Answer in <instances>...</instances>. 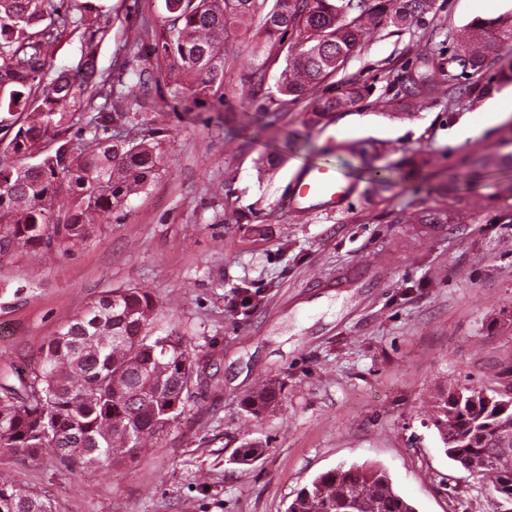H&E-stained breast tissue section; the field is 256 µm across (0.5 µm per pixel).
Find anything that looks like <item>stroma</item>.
Returning <instances> with one entry per match:
<instances>
[{
	"label": "stroma",
	"mask_w": 512,
	"mask_h": 512,
	"mask_svg": "<svg viewBox=\"0 0 512 512\" xmlns=\"http://www.w3.org/2000/svg\"><path fill=\"white\" fill-rule=\"evenodd\" d=\"M103 4L112 25L97 71L106 75L142 22L157 30L164 19L160 0ZM506 13L512 0H434L410 25L388 27L329 81L336 93L356 78L372 95L314 128L302 102L267 126L283 65L249 94L239 83L253 65L244 46L226 62L220 111L131 88L129 132L163 130L164 166L74 252L0 255V373L26 367L89 302L130 286L158 298V328L192 338L207 378L176 428L103 477L47 451L2 459L0 474L46 494L55 512H285L317 474L365 464L385 469L417 512H496L493 493L443 453L431 417L450 389L499 388L512 367V223L499 220L512 214V120L458 134L486 121L489 100L512 108V84L407 109L401 98L410 73L437 74L444 29L462 38L473 18ZM332 139L374 140L384 161L413 159L418 173L375 191L320 154ZM314 166L352 186L342 209L291 204L294 178ZM426 209L472 219L418 223ZM232 211L241 223H225ZM269 378L284 383L280 408L245 417L242 398ZM246 437L266 452L242 469L228 459Z\"/></svg>",
	"instance_id": "stroma-1"
}]
</instances>
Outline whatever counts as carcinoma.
Segmentation results:
<instances>
[{"instance_id": "cac0c4a2", "label": "carcinoma", "mask_w": 512, "mask_h": 512, "mask_svg": "<svg viewBox=\"0 0 512 512\" xmlns=\"http://www.w3.org/2000/svg\"><path fill=\"white\" fill-rule=\"evenodd\" d=\"M160 31L130 45L129 58L105 77L97 75L98 44L109 21L84 36L81 62L49 75V48L63 33L85 26L86 16H105L94 0H0V255L18 248L52 253L85 243L101 213H117L146 190L164 164L165 138L153 130L122 140L133 119L123 88L134 76L165 83L173 99L190 97L202 108L223 104L224 55L242 39L256 66L240 77L253 94L262 91L266 66L288 46L275 104H295L325 85L378 29L405 25L432 9V0H162ZM439 55L444 83L412 74L405 107L424 94L452 95L479 89L474 77L512 53V15L475 18L465 40L445 33ZM466 82H461V79ZM372 86L349 81L338 95L322 94L304 113L318 126L355 105ZM87 113L75 144L66 134ZM57 141L52 152L40 145ZM360 159L368 180L387 187L417 169L376 165L377 145L343 146ZM448 210L426 209L422 224H447ZM158 300L137 287L112 289L90 302L42 346L27 371L13 380L0 375V459L36 460L50 448L68 468L87 475L135 460L170 432L185 414L205 368L196 345L173 327L156 331ZM284 385L261 382L243 401L259 418L279 408ZM512 382L506 391L460 386L437 402L433 425L446 455L465 479L492 489L503 512H512ZM246 439L229 462L251 466L265 453ZM415 512L376 467L340 466L298 489L285 512ZM0 512H54L49 498L0 477Z\"/></svg>"}]
</instances>
